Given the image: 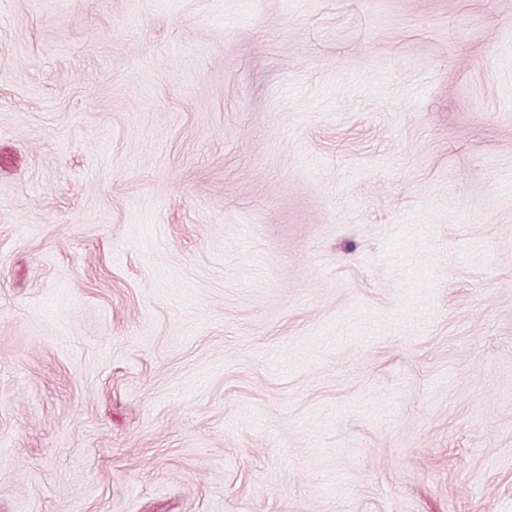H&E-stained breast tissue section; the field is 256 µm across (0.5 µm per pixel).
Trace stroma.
I'll list each match as a JSON object with an SVG mask.
<instances>
[{"instance_id": "stroma-1", "label": "stroma", "mask_w": 512, "mask_h": 512, "mask_svg": "<svg viewBox=\"0 0 512 512\" xmlns=\"http://www.w3.org/2000/svg\"><path fill=\"white\" fill-rule=\"evenodd\" d=\"M0 512H512V0H0Z\"/></svg>"}]
</instances>
